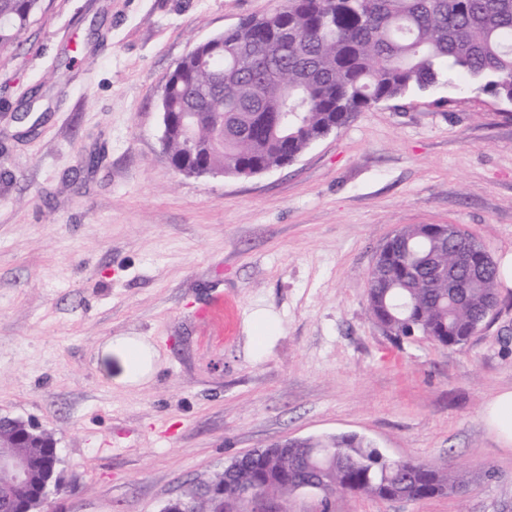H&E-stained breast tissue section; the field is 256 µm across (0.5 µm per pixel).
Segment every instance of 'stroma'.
Listing matches in <instances>:
<instances>
[{"label": "stroma", "mask_w": 512, "mask_h": 512, "mask_svg": "<svg viewBox=\"0 0 512 512\" xmlns=\"http://www.w3.org/2000/svg\"><path fill=\"white\" fill-rule=\"evenodd\" d=\"M281 2L44 0L0 56V413L55 440L51 512H163L234 457L342 434L496 477L453 497L341 494L332 512H512V445L483 420L512 389V287L454 347L394 344L366 304L405 226L456 224L512 255V106L442 84L248 177L188 176L163 149L177 63ZM114 336L153 345L148 382L104 372Z\"/></svg>", "instance_id": "35a3bbf8"}]
</instances>
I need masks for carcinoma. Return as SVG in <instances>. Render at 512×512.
Returning a JSON list of instances; mask_svg holds the SVG:
<instances>
[{
	"label": "carcinoma",
	"instance_id": "1",
	"mask_svg": "<svg viewBox=\"0 0 512 512\" xmlns=\"http://www.w3.org/2000/svg\"><path fill=\"white\" fill-rule=\"evenodd\" d=\"M43 0H0V54L23 41ZM463 79L495 97L512 96V0H285L260 18L224 32L221 47H203L177 63L161 93L162 111L198 116L192 151L174 121L164 140L173 166L201 160L227 176L292 163L353 114L383 101ZM391 257L370 271L367 308L392 340L423 336L437 345L467 343L499 304L500 270L462 228L430 236L423 225L396 233ZM466 256V288L448 295L438 256ZM34 459L30 482L48 455ZM471 479L447 466L384 457L362 438L336 445L273 450L231 466L224 512H239L238 492L258 502L292 494L296 485L323 488L318 512L339 493L380 500L456 496Z\"/></svg>",
	"mask_w": 512,
	"mask_h": 512
}]
</instances>
